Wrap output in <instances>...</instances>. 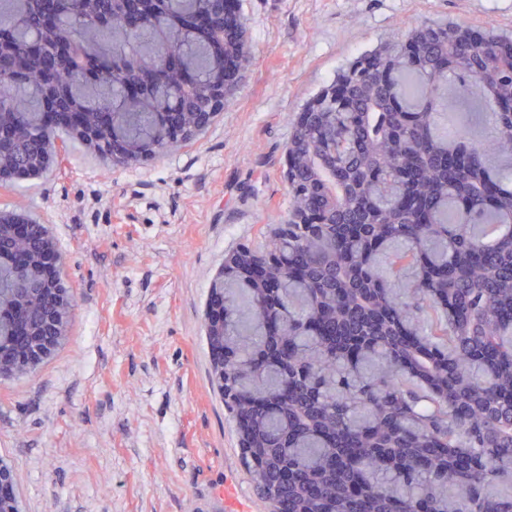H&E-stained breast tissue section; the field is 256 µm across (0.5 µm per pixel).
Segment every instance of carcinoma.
Returning <instances> with one entry per match:
<instances>
[{
  "label": "carcinoma",
  "instance_id": "carcinoma-1",
  "mask_svg": "<svg viewBox=\"0 0 512 512\" xmlns=\"http://www.w3.org/2000/svg\"><path fill=\"white\" fill-rule=\"evenodd\" d=\"M0 0V165L49 153L47 105L112 112L107 143L163 154L197 129L224 62L245 61L226 0ZM213 20L208 33L190 24ZM427 24L359 57L298 118L288 218L267 280L224 279L205 315L215 383L280 512H512V38ZM487 103L490 144L444 126V92ZM47 228L0 242V358L55 336Z\"/></svg>",
  "mask_w": 512,
  "mask_h": 512
}]
</instances>
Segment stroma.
Here are the masks:
<instances>
[{
    "mask_svg": "<svg viewBox=\"0 0 512 512\" xmlns=\"http://www.w3.org/2000/svg\"><path fill=\"white\" fill-rule=\"evenodd\" d=\"M248 61L199 135L128 166L67 136L46 172L1 178L44 224L75 305L35 370L0 379V462L20 512H268L212 384L209 288L288 215L306 102L363 53L429 23L512 33V0H236Z\"/></svg>",
    "mask_w": 512,
    "mask_h": 512,
    "instance_id": "stroma-1",
    "label": "stroma"
}]
</instances>
